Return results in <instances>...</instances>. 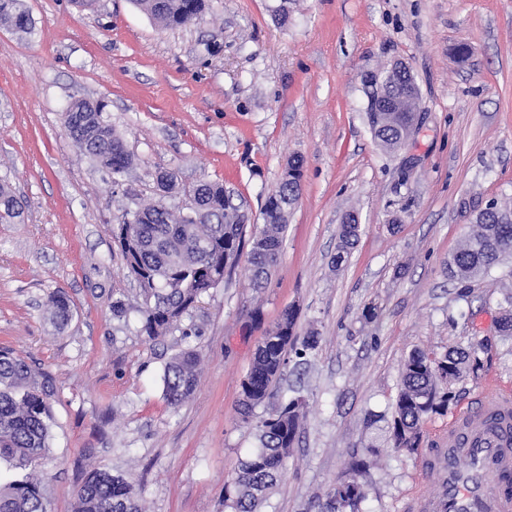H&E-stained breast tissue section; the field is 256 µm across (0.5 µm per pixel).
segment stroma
<instances>
[{"label": "stroma", "mask_w": 512, "mask_h": 512, "mask_svg": "<svg viewBox=\"0 0 512 512\" xmlns=\"http://www.w3.org/2000/svg\"><path fill=\"white\" fill-rule=\"evenodd\" d=\"M22 3L33 33L0 27V183L25 203L21 218L0 220V348L49 380L55 424L38 474L50 512H73L93 469L133 480L144 512H224L225 484L259 446L239 418L241 381L288 307L319 346L274 387L275 400L299 396L307 409L261 512H317L371 447L381 454L362 477L359 512H402L429 495L419 453L389 439L405 357L486 346L483 376L423 422L426 437L488 381L512 386V340L497 332L512 259L466 298L447 269L476 212L512 202V0H294L284 26L281 0H208L202 21L173 29L131 0L92 11ZM397 60L419 88L422 124L388 152L369 128L363 80ZM77 98L104 102L137 159L120 187L68 136L63 115ZM297 156L300 197L262 292L243 260L158 340L142 335L135 311L113 317V298L136 290L112 226L132 200L156 197L157 171H177L187 187L223 183L258 224ZM351 212L359 240L337 266ZM56 290L73 307L61 331L45 312ZM185 349L200 351L201 373L174 408L164 367Z\"/></svg>", "instance_id": "1"}]
</instances>
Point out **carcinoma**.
Returning a JSON list of instances; mask_svg holds the SVG:
<instances>
[{
    "mask_svg": "<svg viewBox=\"0 0 512 512\" xmlns=\"http://www.w3.org/2000/svg\"><path fill=\"white\" fill-rule=\"evenodd\" d=\"M163 28L200 20L205 0H132ZM0 25L18 34H29L34 20L21 0H0ZM78 107L98 115V120L81 127L65 114V125L73 144L112 175V185L121 184L135 157L123 138L105 122L103 106L85 99ZM374 137L386 149L398 145L395 132L407 123V112H367ZM290 171L268 191L263 224L245 238L249 216L234 202L224 185L200 181L187 189L176 174L157 183L165 194L184 192L189 202L205 211L206 219L193 224L180 209L162 200L139 202L126 211L112 235L118 243L125 268L138 287L137 311L142 318L141 332L154 341L179 328L191 316L210 290L224 284L238 265L245 247L249 249L248 286L256 291L266 287L271 271L278 264L287 227V200L299 199L302 162H289ZM23 205L12 188L0 184V218L21 217ZM360 225H341L336 265L359 237ZM512 253V207L497 205L472 230L448 260V277L467 295L471 282L488 274ZM505 307L499 321L500 335L512 337V291L504 294ZM47 319L64 329L73 313L68 298L60 291L50 293ZM297 313L292 308L267 332L255 350L248 373L241 383L239 415L254 425L260 446L240 462L233 486L224 491V508L230 512H259L272 489L281 479L285 460L297 439L305 401L299 397L269 405L266 415L255 419L256 407L271 397V389L288 362V351L305 356L318 347L317 336L296 334ZM456 349L444 353L413 350L404 359L401 384L395 402L390 439L394 448H418L425 418L448 411L455 400L456 382L477 379L484 371L481 353ZM200 354L194 349L173 356L164 370V396L177 407L195 391L199 381ZM50 390L43 374L7 348H0V462L22 471L12 478L0 477V512H47V500L35 470L49 452L52 413ZM364 492L336 497V488L326 493L320 512H356ZM74 512H142L134 482L106 470H92L76 493Z\"/></svg>",
    "mask_w": 512,
    "mask_h": 512,
    "instance_id": "carcinoma-1",
    "label": "carcinoma"
}]
</instances>
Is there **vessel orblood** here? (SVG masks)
Masks as SVG:
<instances>
[{
  "label": "vessel or blood",
  "mask_w": 512,
  "mask_h": 512,
  "mask_svg": "<svg viewBox=\"0 0 512 512\" xmlns=\"http://www.w3.org/2000/svg\"><path fill=\"white\" fill-rule=\"evenodd\" d=\"M421 452L419 475L435 487L403 512H512V389L495 384L454 413Z\"/></svg>",
  "instance_id": "b4317fda"
}]
</instances>
